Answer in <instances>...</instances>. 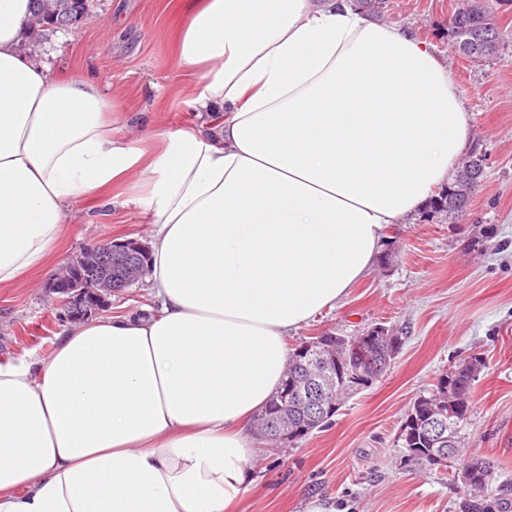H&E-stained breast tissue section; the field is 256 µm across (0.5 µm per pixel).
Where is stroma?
Instances as JSON below:
<instances>
[{"instance_id":"stroma-1","label":"stroma","mask_w":512,"mask_h":512,"mask_svg":"<svg viewBox=\"0 0 512 512\" xmlns=\"http://www.w3.org/2000/svg\"><path fill=\"white\" fill-rule=\"evenodd\" d=\"M458 2L386 0L382 18L447 56L485 156L484 179L462 216L390 225L365 278L289 337L294 346L383 324L403 334L404 345L329 425L286 449L258 443L249 462L254 482L236 512H302L316 496L341 512H459L466 489L454 468L405 460L393 441L413 401L473 355L485 367L472 385L465 444L493 464V485L512 483V0H495L500 51L479 62L448 43L446 21ZM184 18L182 0H91L80 24L44 35L40 58L59 76L98 75L121 111L156 130L191 125L198 115L182 102L194 79L180 70L176 46ZM146 230L134 207L117 204L100 217L92 201L75 202L47 264L34 278L0 285V362L52 352L68 323L47 284L69 254L108 239L144 242ZM158 309L142 281L113 292L107 313Z\"/></svg>"}]
</instances>
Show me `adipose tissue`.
Here are the masks:
<instances>
[{
    "label": "adipose tissue",
    "instance_id": "obj_1",
    "mask_svg": "<svg viewBox=\"0 0 512 512\" xmlns=\"http://www.w3.org/2000/svg\"><path fill=\"white\" fill-rule=\"evenodd\" d=\"M184 8V105L221 119L131 130L100 78L22 52L29 0H0V284L42 269L71 202L121 200L149 224L160 306L0 364V512H229L288 336L471 147L447 58L350 0Z\"/></svg>",
    "mask_w": 512,
    "mask_h": 512
}]
</instances>
